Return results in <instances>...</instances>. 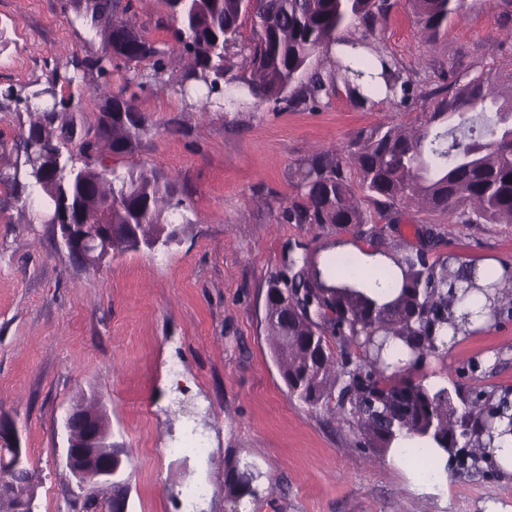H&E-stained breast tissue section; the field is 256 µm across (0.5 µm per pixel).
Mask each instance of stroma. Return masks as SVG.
<instances>
[{
  "label": "stroma",
  "instance_id": "stroma-1",
  "mask_svg": "<svg viewBox=\"0 0 512 512\" xmlns=\"http://www.w3.org/2000/svg\"><path fill=\"white\" fill-rule=\"evenodd\" d=\"M111 17L129 21L169 50L159 81L138 87L133 70L102 79L81 71L58 96L80 100L63 120L94 127L99 85L133 95L146 132L134 151L101 146L103 163L123 171L156 170L176 179L185 200L172 216L180 232L154 249L118 250L91 269L72 261L42 204L0 182V415L14 423L35 486V512H73L81 491L62 462L63 419L77 402L106 411L112 440L125 448L128 512H180L179 490L208 480L202 512H485L512 506V480L451 475L447 494L414 484L385 458L357 448L354 431L320 409L290 399L274 358L266 320L269 280L290 245L316 251L345 237L333 224H291L295 167L313 152H335L380 125L417 127L432 110L428 94L451 90L512 62V6L466 0L436 43L403 7L371 28L346 35L394 56L420 89L408 102L360 107L345 89L311 110L259 102L240 112L186 106L179 84L189 56L176 53V26L165 0H108ZM71 0H0V89L43 88L71 57L110 54ZM33 114L0 99V173L22 167L21 133ZM434 226L439 252L469 261L512 262V224H452L447 215L407 209L400 225ZM500 355L479 382L512 390V318L460 338L435 360L452 374L487 352ZM179 365L180 378L169 368ZM206 435L205 458L168 454L187 431ZM248 462L255 496L233 502L232 466Z\"/></svg>",
  "mask_w": 512,
  "mask_h": 512
}]
</instances>
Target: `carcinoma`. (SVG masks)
Segmentation results:
<instances>
[{
  "mask_svg": "<svg viewBox=\"0 0 512 512\" xmlns=\"http://www.w3.org/2000/svg\"><path fill=\"white\" fill-rule=\"evenodd\" d=\"M179 22V50L193 58L180 91L198 95L206 112L227 103L238 108L249 99L275 106H320L324 97L343 83L361 104L383 93L404 103L415 92L413 80L397 61L378 53L364 56L363 42L336 60V72L324 77L309 71L312 56L336 42L347 21L370 26L376 15L395 5L393 0H166ZM424 38L433 43L448 22L459 16L466 0H404ZM251 35L237 51L251 70L243 85L224 79L230 69V49L244 22ZM112 52L92 65L110 74L113 62H147L137 73V85L160 78L166 51L141 35L130 23H112ZM0 97L25 104L39 113L23 136V173L12 181L38 193L51 207L74 211L81 223L98 224L108 212L113 249L151 247L178 236L167 211L184 207L176 184L154 171L106 173L99 167V143L114 154L130 153L145 132L134 103L121 94L100 107L94 136L74 122L57 125L60 111L52 88L24 94L11 86ZM348 152H318L293 172L300 200L285 211L294 224H336L347 227L354 241H365L389 256L402 272L399 294L379 305L352 278L356 258L339 251L324 264L290 247L286 269L268 284L267 326L277 340L275 357L289 397L324 410L331 418L355 427L356 444L384 455L396 434L406 431L430 436L446 452L480 445L477 437L493 429L495 419L509 408V391L497 395L482 387L463 388L454 382L438 388L423 384L415 372L439 356L437 338L448 330L466 332L468 316L454 315L456 292L494 291L491 317H512V307L497 294L512 284V263L503 272L478 268L471 261L437 255L439 235L417 230V243L388 233L398 223L401 206L420 201L425 208L448 215L455 224L512 223V68L490 69L442 97L421 129L380 125L358 133ZM82 166L73 164V157ZM380 212H392L381 226L365 210L351 181ZM135 224L138 236L127 240ZM422 477L441 469L429 453L413 452ZM234 502L255 495L242 474L227 485Z\"/></svg>",
  "mask_w": 512,
  "mask_h": 512,
  "instance_id": "1",
  "label": "carcinoma"
}]
</instances>
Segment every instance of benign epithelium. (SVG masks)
I'll return each mask as SVG.
<instances>
[{"mask_svg": "<svg viewBox=\"0 0 512 512\" xmlns=\"http://www.w3.org/2000/svg\"><path fill=\"white\" fill-rule=\"evenodd\" d=\"M48 222L60 230L61 243L70 253H79L91 261L112 255L110 240L99 227L86 224H61L54 217ZM66 446L63 463L78 487L96 493L100 485H112L123 470V454L112 451V433L107 415L98 418L81 403L69 410L64 419ZM0 444L11 448L14 457L11 466L0 469V487L11 488V470L26 463V455L14 424L0 417Z\"/></svg>", "mask_w": 512, "mask_h": 512, "instance_id": "obj_1", "label": "benign epithelium"}]
</instances>
